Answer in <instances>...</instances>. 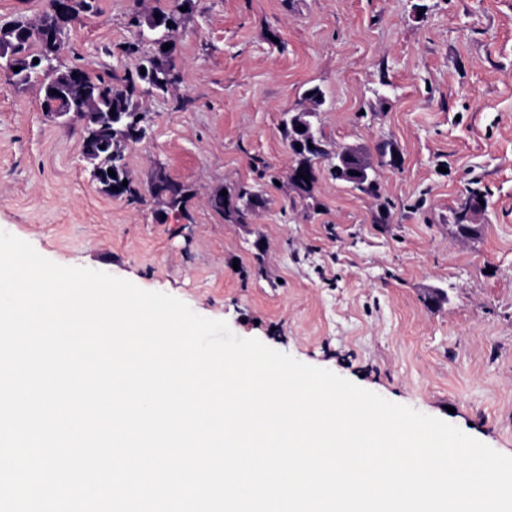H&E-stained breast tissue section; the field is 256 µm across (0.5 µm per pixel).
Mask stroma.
Listing matches in <instances>:
<instances>
[{
    "label": "stroma",
    "instance_id": "obj_1",
    "mask_svg": "<svg viewBox=\"0 0 512 512\" xmlns=\"http://www.w3.org/2000/svg\"><path fill=\"white\" fill-rule=\"evenodd\" d=\"M98 5L59 63L120 76L114 49L150 2ZM177 66L168 95L140 97L151 136L127 158L140 188L159 168L188 188L183 208L101 192L81 122H50L39 84L0 70V230L512 457V0H193ZM312 87L331 147H399L377 196L325 171L311 197L289 185L282 124ZM242 185L264 206L225 221L207 199ZM473 191L487 205L464 237Z\"/></svg>",
    "mask_w": 512,
    "mask_h": 512
}]
</instances>
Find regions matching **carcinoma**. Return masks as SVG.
Returning a JSON list of instances; mask_svg holds the SVG:
<instances>
[{
  "mask_svg": "<svg viewBox=\"0 0 512 512\" xmlns=\"http://www.w3.org/2000/svg\"><path fill=\"white\" fill-rule=\"evenodd\" d=\"M193 0H157V5L146 11L142 23L143 30L135 35L134 40L118 46L119 54L129 57L139 52V43L149 39L155 45L157 53L145 61V73L137 71L136 65L126 69L125 75L116 80L105 78L93 71L80 67L84 79L86 94L92 99L90 111L97 113V122L88 125L90 129L112 127V151L103 150L97 159L100 173L108 170L116 173L112 186L116 191L112 196L119 197L130 205L143 202L142 190L128 180L127 142L143 140L148 133L145 124L137 128L130 126L133 117L139 112L136 97L140 94H167L179 82L178 68L175 62L177 48L176 37L181 27L184 11L192 9ZM99 12L98 0H73L70 16H62L53 6V0H47V7L35 21L13 19L7 21L14 30L11 45L0 50V68L11 72L13 83L18 85L36 82L43 93V108L47 112L57 111L56 103L67 112H77L79 108L63 93V87L69 68L60 70V76L52 79L45 71L33 64V59L46 54L47 49L55 47L57 40L65 37L66 32L81 17L95 15ZM170 45L164 49V45ZM19 71H14V68ZM289 148L295 156V164L288 173V179L298 174L309 179L302 187L303 194L311 196L318 182L322 163L326 162L327 152L318 149H297L294 142L299 138L291 121L284 126ZM158 187L170 193V202L177 206L184 205L191 196L190 190L165 175L159 179ZM208 204L224 218L245 222L247 216L263 206L262 198L245 187L239 188L235 195H223L214 192L209 196Z\"/></svg>",
  "mask_w": 512,
  "mask_h": 512,
  "instance_id": "cac0c4a2",
  "label": "carcinoma"
}]
</instances>
